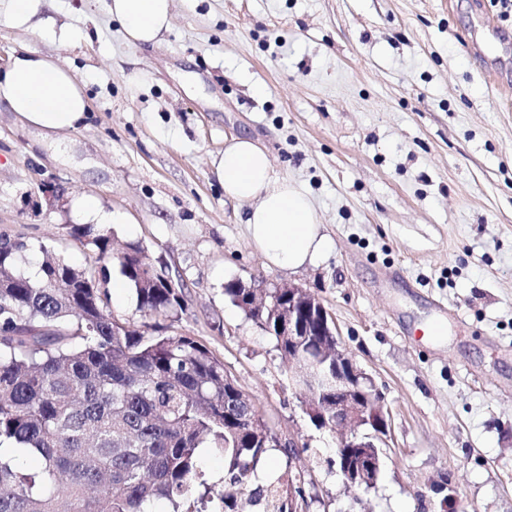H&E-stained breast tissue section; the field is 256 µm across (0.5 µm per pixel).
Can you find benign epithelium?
Segmentation results:
<instances>
[{"instance_id":"benign-epithelium-1","label":"benign epithelium","mask_w":512,"mask_h":512,"mask_svg":"<svg viewBox=\"0 0 512 512\" xmlns=\"http://www.w3.org/2000/svg\"><path fill=\"white\" fill-rule=\"evenodd\" d=\"M245 303L252 291L271 288L267 310L280 321L277 335L288 337V361L295 366L293 388L304 394L303 407L321 429H341L336 463L345 484L371 488L380 466V444L388 422L380 393L372 379L341 346L335 322L323 303L299 286L239 279Z\"/></svg>"}]
</instances>
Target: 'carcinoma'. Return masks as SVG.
<instances>
[{"label": "carcinoma", "instance_id": "cac0c4a2", "mask_svg": "<svg viewBox=\"0 0 512 512\" xmlns=\"http://www.w3.org/2000/svg\"><path fill=\"white\" fill-rule=\"evenodd\" d=\"M70 234L90 265L42 245L35 279L15 272L28 241L0 234V512H152L159 499L171 512H237L240 495L289 512L282 488L300 473L259 476L268 428L224 382V363L193 336L134 328L107 305L114 265L146 316L183 310L184 284L139 244L113 252L97 224ZM203 448L224 454L219 492L199 470Z\"/></svg>", "mask_w": 512, "mask_h": 512}]
</instances>
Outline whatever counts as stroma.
Masks as SVG:
<instances>
[{"label": "stroma", "instance_id": "1", "mask_svg": "<svg viewBox=\"0 0 512 512\" xmlns=\"http://www.w3.org/2000/svg\"><path fill=\"white\" fill-rule=\"evenodd\" d=\"M49 12L80 38L0 21V69L53 57L90 110L51 138L0 110V233L35 246L18 271L42 244L84 267L68 228L94 197L124 218L115 248L142 245L184 283L172 331L223 361L281 445L303 446L260 467L304 471L306 512H512V81L486 73L512 67V18L490 0H173L160 40L132 44L102 0ZM241 134L311 197L323 262L274 268L250 245L212 165ZM254 278L319 298L372 378L389 429L374 487L344 484L338 433L312 424L274 339L225 296Z\"/></svg>", "mask_w": 512, "mask_h": 512}]
</instances>
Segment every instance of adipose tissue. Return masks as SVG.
<instances>
[{"mask_svg":"<svg viewBox=\"0 0 512 512\" xmlns=\"http://www.w3.org/2000/svg\"><path fill=\"white\" fill-rule=\"evenodd\" d=\"M49 0H0V19L18 30L42 21ZM173 0H104L106 13L118 20L129 42L155 43L171 25ZM0 105L45 134L78 128L89 111V99L70 71L52 57L24 50L0 70ZM227 198L248 204L244 224L250 244L268 265L296 269L319 263L330 242L319 224L310 197L288 178L275 173L266 148L236 136L225 140L213 162Z\"/></svg>","mask_w":512,"mask_h":512,"instance_id":"obj_1","label":"adipose tissue"}]
</instances>
